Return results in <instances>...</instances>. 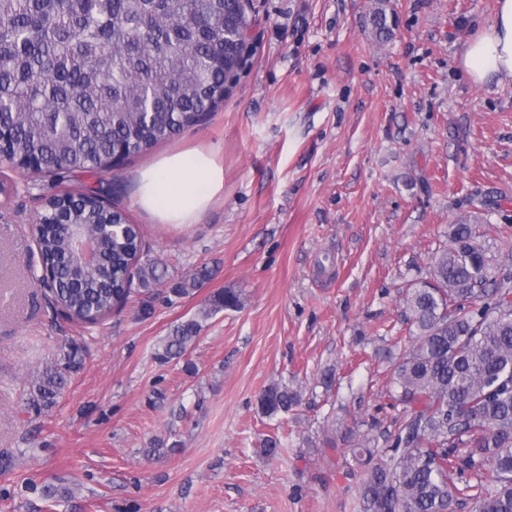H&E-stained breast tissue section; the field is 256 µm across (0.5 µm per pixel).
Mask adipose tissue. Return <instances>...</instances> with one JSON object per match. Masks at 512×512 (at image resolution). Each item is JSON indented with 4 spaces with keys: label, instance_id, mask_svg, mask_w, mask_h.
<instances>
[{
    "label": "adipose tissue",
    "instance_id": "obj_1",
    "mask_svg": "<svg viewBox=\"0 0 512 512\" xmlns=\"http://www.w3.org/2000/svg\"><path fill=\"white\" fill-rule=\"evenodd\" d=\"M460 65L477 83L512 76V0H498L494 22L466 42ZM223 188L224 168L214 151H175L140 171L134 205L158 224H194Z\"/></svg>",
    "mask_w": 512,
    "mask_h": 512
}]
</instances>
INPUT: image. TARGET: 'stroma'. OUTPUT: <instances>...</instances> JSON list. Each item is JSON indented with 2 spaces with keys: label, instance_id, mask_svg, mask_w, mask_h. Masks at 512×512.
Returning <instances> with one entry per match:
<instances>
[{
  "label": "stroma",
  "instance_id": "35a3bbf8",
  "mask_svg": "<svg viewBox=\"0 0 512 512\" xmlns=\"http://www.w3.org/2000/svg\"><path fill=\"white\" fill-rule=\"evenodd\" d=\"M258 25L229 95L121 169L71 175L138 224L162 279L132 282L99 323L48 307L29 268L56 188L6 171L0 195V512H359L351 431L394 429L385 350L411 344L402 294L426 276L450 224L490 251L512 240V77L473 82L465 42L497 0H253ZM385 8L392 37L371 23ZM215 148L224 191L198 223L133 209L136 176L169 150ZM193 293L174 283L199 269ZM224 290L243 304L209 317ZM200 320L162 364V340ZM83 363L55 405L30 384L69 342ZM334 370L331 392L317 387ZM303 399L269 419L272 382ZM280 443L265 455L266 438ZM200 322L191 319L175 326L163 340L161 350L156 354L161 362H169L181 358L188 348L196 341L200 331Z\"/></svg>",
  "mask_w": 512,
  "mask_h": 512
}]
</instances>
